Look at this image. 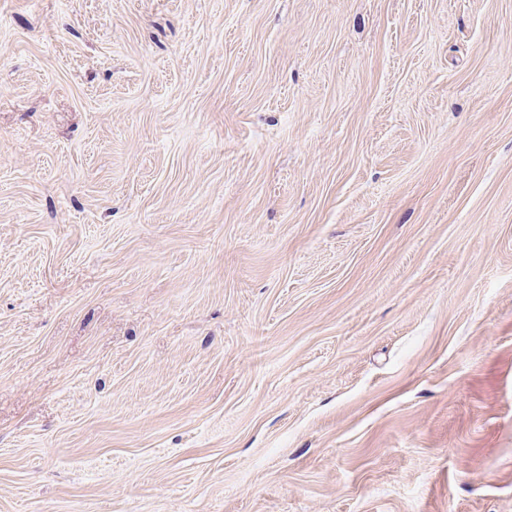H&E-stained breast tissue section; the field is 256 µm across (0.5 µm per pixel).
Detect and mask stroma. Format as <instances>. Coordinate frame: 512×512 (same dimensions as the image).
<instances>
[{
    "instance_id": "1",
    "label": "stroma",
    "mask_w": 512,
    "mask_h": 512,
    "mask_svg": "<svg viewBox=\"0 0 512 512\" xmlns=\"http://www.w3.org/2000/svg\"><path fill=\"white\" fill-rule=\"evenodd\" d=\"M0 512H512V0H0Z\"/></svg>"
}]
</instances>
